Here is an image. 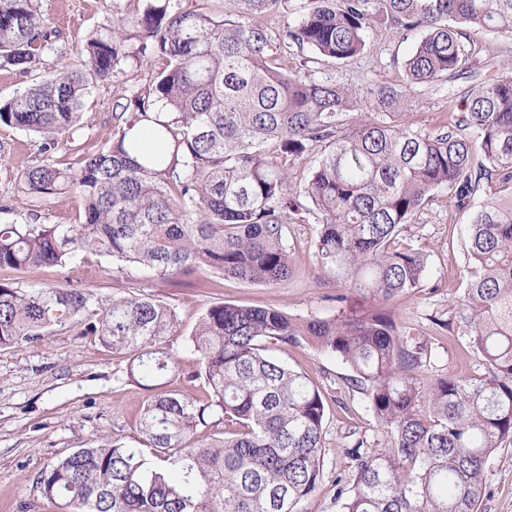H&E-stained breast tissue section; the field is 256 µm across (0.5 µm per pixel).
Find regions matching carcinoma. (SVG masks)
I'll return each instance as SVG.
<instances>
[{
    "instance_id": "cac0c4a2",
    "label": "carcinoma",
    "mask_w": 512,
    "mask_h": 512,
    "mask_svg": "<svg viewBox=\"0 0 512 512\" xmlns=\"http://www.w3.org/2000/svg\"><path fill=\"white\" fill-rule=\"evenodd\" d=\"M137 2L86 41L80 65L62 61L0 101V125L41 140L43 159L22 173L28 194L82 203L77 224H0V268L64 267L95 252L163 279L201 269L274 285L295 266L288 226L310 215L317 267L392 299L428 279L426 255L398 240L446 190L471 215L469 269L452 303L484 373L428 375V339L379 311L298 322L229 303L186 337L198 360L186 373L171 352L177 317L154 298L103 305L77 288L0 281V348L80 328L126 356L127 376L150 392L140 445L79 449L46 465L36 487L81 512H304L323 479L326 396L267 343L311 340L349 366L382 435L344 445L354 469L338 487L342 512H476L486 463L512 440V75L480 81L432 134L390 111L408 89L457 76L463 28L511 34L512 0H310L283 27L286 0H235L230 14ZM379 16L397 34L422 32L404 85L378 87L364 106L345 87L290 75L291 46L313 53L306 65L351 61ZM55 37L38 0H0V68L31 72ZM131 58L162 67L116 102L112 140L75 163L53 158L94 83ZM312 154L293 188L289 163ZM180 379L204 381L208 397L173 387Z\"/></svg>"
}]
</instances>
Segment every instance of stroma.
Returning a JSON list of instances; mask_svg holds the SVG:
<instances>
[{
    "label": "stroma",
    "mask_w": 512,
    "mask_h": 512,
    "mask_svg": "<svg viewBox=\"0 0 512 512\" xmlns=\"http://www.w3.org/2000/svg\"><path fill=\"white\" fill-rule=\"evenodd\" d=\"M46 25L59 38L54 51L44 53L32 73L0 69V101L25 90L33 79L54 73L59 58L79 63L87 38L111 27L117 15L134 11L135 0H39ZM419 33L396 34L385 23L375 25L366 53L348 63L329 61L317 69L304 67L303 55L292 52L291 72L315 75L368 98L378 85L399 83L403 64L419 40ZM473 48L475 72L496 75L512 72V35L468 29L464 38ZM154 74L150 65L127 61L118 71L93 87L80 127L59 143L58 152L69 161L99 149L112 136V113L118 98L143 90ZM472 80L442 78L415 87L400 121L411 130L435 132L450 113L463 111ZM40 142L25 132L0 126V224H72L80 208L77 195L32 197L21 180L22 172L38 160ZM469 214L457 212L447 193L436 194L405 241L428 257L429 285L413 295L389 301L369 298L362 308L380 311L415 328L431 343L433 373L452 372L462 377L482 373L480 361L467 351V335L459 324L442 329L437 319L453 313L448 299L466 275L467 254L463 226ZM313 223L292 225L288 243L298 264L287 280L274 286L236 280H207L204 273L157 278L147 269L104 254L87 253L64 266L25 270L0 269V281L24 288L65 286L90 291L100 303L115 298L150 296L171 306L184 330H191L212 306L231 303L261 306L291 317L330 319L341 311L337 295L345 282L325 276L311 256ZM272 354L290 368L321 383L328 407L324 424V477L306 512H341L337 481H350L353 464L343 453L347 434L356 430L367 438L377 434L374 417L363 396L347 380V364L320 352L314 345H275ZM127 359L106 352L95 336H81L66 328L44 339L0 348V512H79L77 506L44 498L36 486L38 472L47 463L80 448L105 441L136 445L138 417L147 391L129 381ZM478 512H512V442H504L485 467V489Z\"/></svg>",
    "instance_id": "obj_1"
}]
</instances>
